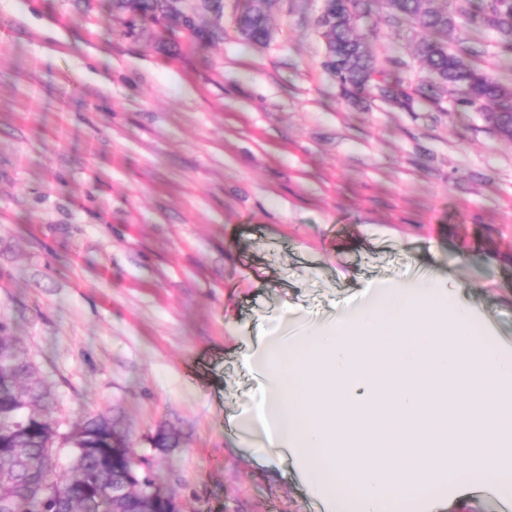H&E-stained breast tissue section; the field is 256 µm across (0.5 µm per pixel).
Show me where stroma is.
<instances>
[{
	"label": "stroma",
	"instance_id": "obj_1",
	"mask_svg": "<svg viewBox=\"0 0 512 512\" xmlns=\"http://www.w3.org/2000/svg\"><path fill=\"white\" fill-rule=\"evenodd\" d=\"M245 2L200 15L216 36L199 44L148 22L120 36L108 0H0V324L60 433L118 417L182 512H324L239 429L263 382L244 357L420 269L512 341V141L448 99L344 97L319 0H275L253 46ZM355 32L424 77L382 0ZM237 29L245 32L250 41L255 44H262L265 39V23L254 14L252 8L247 7L236 19Z\"/></svg>",
	"mask_w": 512,
	"mask_h": 512
}]
</instances>
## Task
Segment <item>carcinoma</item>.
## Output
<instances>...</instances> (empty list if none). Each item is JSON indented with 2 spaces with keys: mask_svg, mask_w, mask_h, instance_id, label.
<instances>
[{
  "mask_svg": "<svg viewBox=\"0 0 512 512\" xmlns=\"http://www.w3.org/2000/svg\"><path fill=\"white\" fill-rule=\"evenodd\" d=\"M113 7L154 23L172 14L168 0H113ZM386 7L393 21L421 32L416 54L439 80L413 85L393 78L369 53L348 65L361 38L353 34L354 27L335 24L325 36L339 47L340 59L332 72L336 80L354 88L387 85L408 104L425 100L438 105L447 95L461 107L487 113L494 129L511 141L512 86L482 67L471 48H452L443 36L460 21L474 29L489 28L496 33L501 52L512 55V0H451L441 6L435 0H386ZM236 24L251 42H264L265 23L252 8H246ZM52 409L51 394L26 351L14 337L1 335L0 469L9 471L11 479L0 484V512H115L118 502L112 499V487L123 483L124 475L102 465L98 456L82 455L72 466L71 478L58 477L56 454L46 446L43 434ZM110 426L112 417L107 414L88 419V443L105 446Z\"/></svg>",
  "mask_w": 512,
  "mask_h": 512,
  "instance_id": "obj_1",
  "label": "carcinoma"
}]
</instances>
